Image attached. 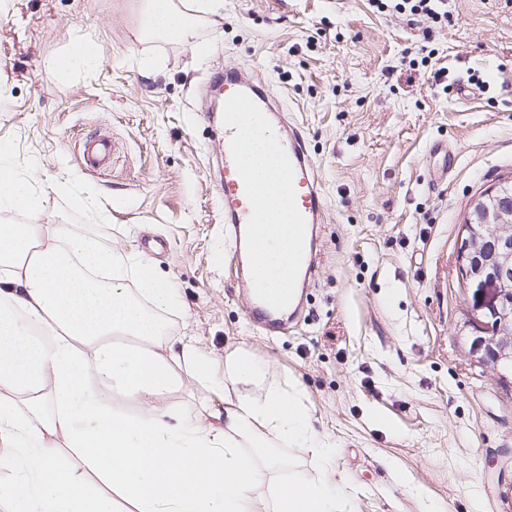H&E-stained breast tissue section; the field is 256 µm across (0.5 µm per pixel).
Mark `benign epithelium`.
<instances>
[{"mask_svg":"<svg viewBox=\"0 0 512 512\" xmlns=\"http://www.w3.org/2000/svg\"><path fill=\"white\" fill-rule=\"evenodd\" d=\"M489 198L479 199L463 224L457 264L463 282L475 287L474 318L483 325L472 349L498 367L512 362V198L493 210Z\"/></svg>","mask_w":512,"mask_h":512,"instance_id":"1","label":"benign epithelium"}]
</instances>
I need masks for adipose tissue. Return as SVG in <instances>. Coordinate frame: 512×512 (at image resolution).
Returning <instances> with one entry per match:
<instances>
[{"label": "adipose tissue", "instance_id": "adipose-tissue-1", "mask_svg": "<svg viewBox=\"0 0 512 512\" xmlns=\"http://www.w3.org/2000/svg\"><path fill=\"white\" fill-rule=\"evenodd\" d=\"M223 0H141L144 30L185 41ZM44 192L0 144V437L25 476L0 484L7 512H343L326 473L257 490L289 467L281 448L331 453L297 392L249 352L210 359L173 334L175 283L149 256L32 224ZM224 396V422L161 403L182 367Z\"/></svg>", "mask_w": 512, "mask_h": 512}]
</instances>
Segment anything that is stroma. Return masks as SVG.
Returning a JSON list of instances; mask_svg holds the SVG:
<instances>
[{
    "instance_id": "obj_1",
    "label": "stroma",
    "mask_w": 512,
    "mask_h": 512,
    "mask_svg": "<svg viewBox=\"0 0 512 512\" xmlns=\"http://www.w3.org/2000/svg\"><path fill=\"white\" fill-rule=\"evenodd\" d=\"M139 5L0 0V143L63 185L33 223L64 217L147 254L179 289L172 330L216 371L245 350L298 388L336 448L323 465L291 449L295 473L325 466L346 512H512V373L472 351L456 263L474 203L512 182V0H448L432 29L368 0H224L189 41L142 38ZM82 40L99 64L59 82L53 60ZM230 70L300 125L326 196L308 297L279 334L248 320L224 237L208 86ZM98 139L110 153L92 168L84 146ZM436 141L456 159L434 185ZM76 195L108 221L88 222Z\"/></svg>"
}]
</instances>
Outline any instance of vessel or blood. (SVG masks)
I'll return each mask as SVG.
<instances>
[{
	"label": "vessel or blood",
	"mask_w": 512,
	"mask_h": 512,
	"mask_svg": "<svg viewBox=\"0 0 512 512\" xmlns=\"http://www.w3.org/2000/svg\"><path fill=\"white\" fill-rule=\"evenodd\" d=\"M220 86L225 96L242 92L247 94L264 114H272L273 109L269 96L257 88L245 77L228 71L225 72ZM284 147L294 168V187L296 205L306 222L305 236L313 238L316 224L323 219L324 197L319 182L318 169L315 161L309 156L305 140L297 128H289L288 134L282 137ZM219 192L224 201V223L231 237L233 253L237 259L243 284H251L252 277L246 245V229L251 215V205L246 195L245 185L237 172L232 155H225L223 181ZM249 314L263 329L269 331L283 330L285 324L276 310L259 298H252Z\"/></svg>",
	"instance_id": "vessel-or-blood-1"
}]
</instances>
